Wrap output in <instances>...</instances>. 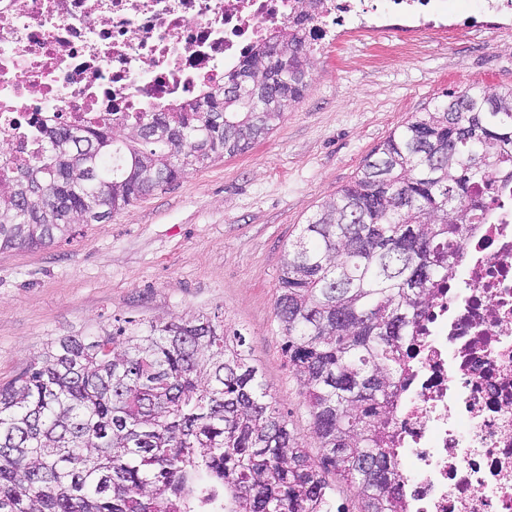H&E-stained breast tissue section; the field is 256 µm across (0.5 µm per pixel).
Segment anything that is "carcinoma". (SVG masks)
I'll return each instance as SVG.
<instances>
[{
	"label": "carcinoma",
	"instance_id": "obj_1",
	"mask_svg": "<svg viewBox=\"0 0 512 512\" xmlns=\"http://www.w3.org/2000/svg\"><path fill=\"white\" fill-rule=\"evenodd\" d=\"M284 46L292 62L274 65L266 95L225 94ZM310 59L306 30L285 25L193 107L151 112L125 137L51 132L0 180V250L67 239L246 151L304 97ZM447 97L391 132L284 249L276 319L317 456L240 331L205 314L128 320L51 341L0 387V512H331L342 486L355 512H404L394 427L411 329L483 220L473 189L493 173L512 183V87Z\"/></svg>",
	"mask_w": 512,
	"mask_h": 512
}]
</instances>
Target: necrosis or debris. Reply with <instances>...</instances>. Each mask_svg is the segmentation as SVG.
I'll use <instances>...</instances> for the list:
<instances>
[{
    "instance_id": "4bbe7bcc",
    "label": "necrosis or debris",
    "mask_w": 512,
    "mask_h": 512,
    "mask_svg": "<svg viewBox=\"0 0 512 512\" xmlns=\"http://www.w3.org/2000/svg\"><path fill=\"white\" fill-rule=\"evenodd\" d=\"M0 0V154L35 139L191 105L243 51L303 22L314 49L403 23L408 50L440 33L512 35V0ZM488 214L414 330L395 444L406 512H512V188Z\"/></svg>"
}]
</instances>
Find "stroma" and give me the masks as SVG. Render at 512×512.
<instances>
[{
  "label": "stroma",
  "mask_w": 512,
  "mask_h": 512,
  "mask_svg": "<svg viewBox=\"0 0 512 512\" xmlns=\"http://www.w3.org/2000/svg\"><path fill=\"white\" fill-rule=\"evenodd\" d=\"M468 86L511 87L512 43L488 32L407 54L393 36L353 43L343 63L327 48L303 99L247 151L69 239L0 251V385L52 339L215 312L246 336L290 429L312 445L274 314L282 252L394 129Z\"/></svg>",
  "instance_id": "1"
}]
</instances>
